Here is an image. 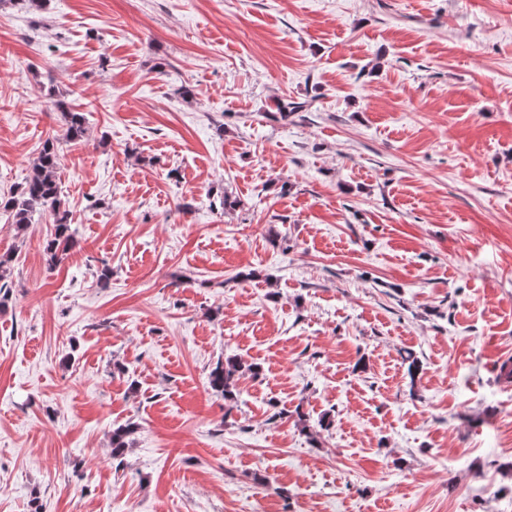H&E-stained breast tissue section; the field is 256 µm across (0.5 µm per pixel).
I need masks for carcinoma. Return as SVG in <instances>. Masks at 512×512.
I'll return each mask as SVG.
<instances>
[{"mask_svg":"<svg viewBox=\"0 0 512 512\" xmlns=\"http://www.w3.org/2000/svg\"><path fill=\"white\" fill-rule=\"evenodd\" d=\"M63 118V134L47 138L37 157L30 166L24 186L17 194L0 201V212L7 220L23 232L32 223L33 214L48 211L55 224L54 235L47 240L44 251L50 264L60 262L77 245L71 230L69 212L61 199L58 171L60 168L63 142L78 144L86 134L84 113L74 110L64 103H57ZM250 373L257 376L261 367L255 363H245L239 358L227 357L218 362L209 374L210 388L227 400L236 398L238 379ZM138 424L127 422L112 429L109 436L112 458L122 457L133 444V436Z\"/></svg>","mask_w":512,"mask_h":512,"instance_id":"1","label":"carcinoma"}]
</instances>
